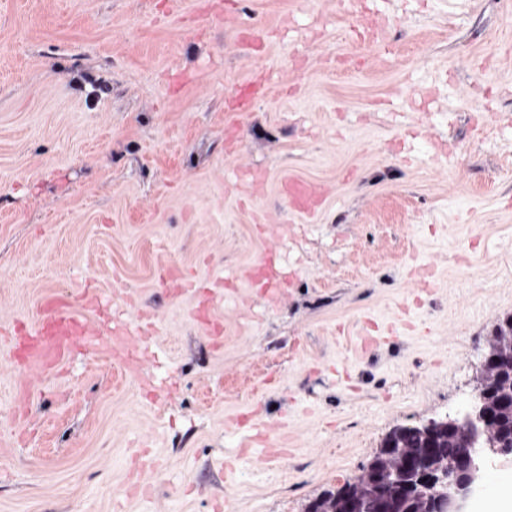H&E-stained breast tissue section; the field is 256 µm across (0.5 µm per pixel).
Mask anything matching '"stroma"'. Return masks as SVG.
I'll return each mask as SVG.
<instances>
[{"instance_id": "35a3bbf8", "label": "stroma", "mask_w": 512, "mask_h": 512, "mask_svg": "<svg viewBox=\"0 0 512 512\" xmlns=\"http://www.w3.org/2000/svg\"><path fill=\"white\" fill-rule=\"evenodd\" d=\"M87 289L28 378L11 331ZM510 315L512 0H0V512H305L467 411Z\"/></svg>"}]
</instances>
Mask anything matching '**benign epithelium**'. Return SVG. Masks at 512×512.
I'll return each mask as SVG.
<instances>
[{"mask_svg": "<svg viewBox=\"0 0 512 512\" xmlns=\"http://www.w3.org/2000/svg\"><path fill=\"white\" fill-rule=\"evenodd\" d=\"M481 372L497 374L512 379V357L500 356L495 343L491 342L481 359ZM430 437H458L459 453L450 462H438L430 455L416 452L408 463L392 465L384 471L383 480L408 495H416L425 486L433 488L432 508L428 512H463L461 503L472 492L478 478L479 461L487 455L512 460V447L499 445L489 427H476L468 414L446 416L427 424Z\"/></svg>", "mask_w": 512, "mask_h": 512, "instance_id": "1", "label": "benign epithelium"}]
</instances>
